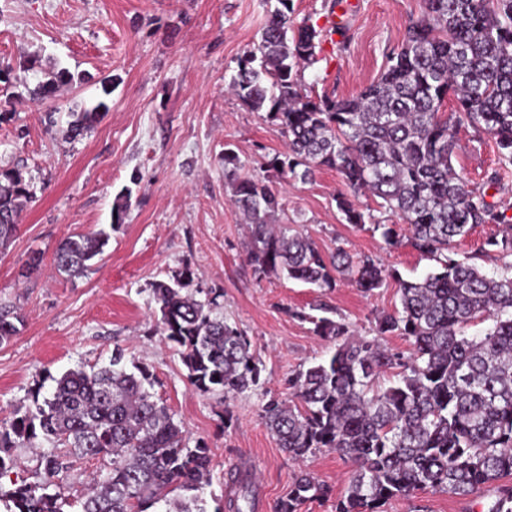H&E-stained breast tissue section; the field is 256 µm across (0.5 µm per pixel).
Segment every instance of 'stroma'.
Instances as JSON below:
<instances>
[{
    "label": "stroma",
    "mask_w": 512,
    "mask_h": 512,
    "mask_svg": "<svg viewBox=\"0 0 512 512\" xmlns=\"http://www.w3.org/2000/svg\"><path fill=\"white\" fill-rule=\"evenodd\" d=\"M339 0H293L295 24L321 31L317 61L302 71L309 95H357L376 80L423 0H354L333 32ZM275 0H0V167L21 166L36 188L21 213L12 243L0 252V306L23 321L0 344V423L49 393L54 377L79 367L107 364L115 348L149 372L153 392L181 425L188 444L205 440L210 473L200 495L208 512L223 506L225 474L249 470L257 512H278L300 472L312 473L331 496L301 512H335L352 466L324 449L295 461L279 448L261 417L266 396H289L286 379L300 365L326 357L331 344L316 336L298 310L324 303L355 335L373 336L375 319L399 304L395 284L363 293L346 276L321 291L276 275L255 276L247 262L248 228L229 200L224 151L239 157L240 175L268 176L281 198L278 221L294 225L323 253L342 248L371 256L406 279L423 277L434 261L409 240L385 245L371 227L345 221L336 199L341 176L324 169L303 182L266 174L264 162L285 152L279 126L250 110L227 84L238 58L254 46ZM59 59L81 82L55 99L33 101L31 55ZM113 90L106 112L82 138L60 128L70 113ZM468 187L484 188L503 171L486 135L461 128L452 158ZM491 200L512 218V172H503ZM133 194L124 222L112 227L121 188ZM110 230L111 239L90 270L58 272L52 255L73 233ZM42 262L29 268L32 252ZM191 270V289L217 298V311L244 330L260 361L262 389L231 398L203 394L188 379L176 347L161 335L152 285ZM496 492L488 486L469 497L445 493L397 498L386 512H488Z\"/></svg>",
    "instance_id": "1"
}]
</instances>
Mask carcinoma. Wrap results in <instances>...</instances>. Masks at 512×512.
Here are the masks:
<instances>
[{
    "mask_svg": "<svg viewBox=\"0 0 512 512\" xmlns=\"http://www.w3.org/2000/svg\"><path fill=\"white\" fill-rule=\"evenodd\" d=\"M293 5L277 0L261 39L239 58L230 88L254 112L280 126L288 152L265 162L267 171L311 179L337 171L348 189L368 192L379 207L409 226L412 246L436 262L425 277L406 280L383 271L369 256L353 258L338 248L326 255L289 224L277 223L278 194L267 179L239 176L238 156L224 150L230 200L248 223V262L254 273L282 275L320 290L347 275L370 293L393 281L400 309L376 319V336L350 339V328L328 316L293 312L335 349L288 376L292 400L274 396L262 406L266 427L292 459L323 448L353 466L336 512H384L394 498L420 493L469 496L506 481L488 512H512V262L492 274L457 258L456 240L481 224H506L486 238L482 253L512 257V225L487 192L467 188L452 165L457 127L467 124L489 136L504 164H512V0H425L380 77L358 96L313 98L305 93L300 67L315 62L319 32L294 26ZM31 68L44 74L31 90L38 102L75 82L58 62ZM104 97L73 112L65 138L84 136L109 110ZM455 104L451 117L439 111ZM35 195L34 184L16 168L0 169V249L15 237L18 217ZM132 189L112 209L122 223ZM349 224L364 226L365 212L349 197L336 199ZM103 230L66 237L55 249L56 268L71 276L90 269L104 254ZM191 273L153 285L161 334L180 351L188 379L201 393L241 394L260 386V369L249 336L214 314L217 300L184 292ZM17 311L0 309V344L18 332ZM487 326L467 335L475 322ZM397 334L412 349L381 346ZM393 371V380L380 378ZM53 390L34 398L35 410L0 425V478L18 467L11 449L34 448L38 481H21L0 492L5 512H206L195 494L209 473L208 445L189 447L169 409L151 392V375L127 368L116 348L105 366L68 370ZM107 458L105 473L72 504L62 493L74 463ZM237 491L226 512H254L248 475L234 468ZM330 487L308 474L298 477L279 512H300L322 500Z\"/></svg>",
    "mask_w": 512,
    "mask_h": 512,
    "instance_id": "1",
    "label": "carcinoma"
}]
</instances>
